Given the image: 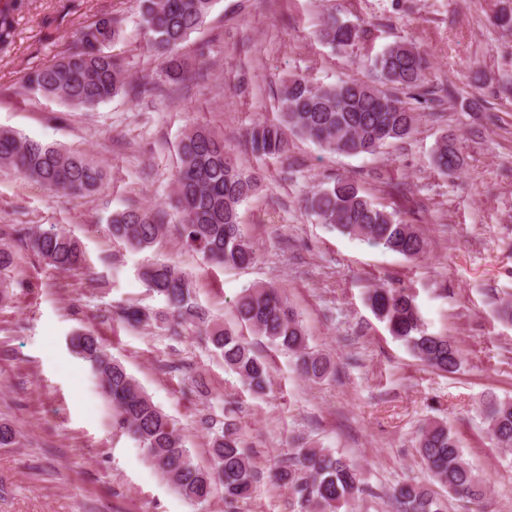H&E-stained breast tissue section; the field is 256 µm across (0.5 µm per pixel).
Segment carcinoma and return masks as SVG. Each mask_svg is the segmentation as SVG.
<instances>
[{"label": "carcinoma", "mask_w": 512, "mask_h": 512, "mask_svg": "<svg viewBox=\"0 0 512 512\" xmlns=\"http://www.w3.org/2000/svg\"><path fill=\"white\" fill-rule=\"evenodd\" d=\"M141 26L158 60L160 72L172 84L189 78V63L181 53L190 35L202 27L214 0H137ZM26 0H6L0 6V47L13 39L15 15ZM123 35L121 21L101 11L82 27L72 46L24 77L25 93L59 100L77 109L94 108L111 100L128 85L119 58L109 51ZM318 36L340 50L354 47L364 30L348 20L328 15ZM430 62L416 44L399 41L368 59L372 79H342L314 86L303 77L289 79L281 90V121L255 124L247 133L254 155L285 152L286 132L305 136L323 149L339 154L374 155L386 144L403 140L414 131V110L386 87L422 96L427 92ZM442 172L455 174L464 160L454 142L443 136L434 151ZM0 167L18 171L27 180L67 195L91 197L102 187L106 172L87 155L67 151L11 129H0ZM259 189L258 177L224 144V138L205 126H193L178 146V168L171 207L180 217V235L186 246L209 263L247 269L258 260L254 243L240 228V207ZM307 212L372 246L408 258L427 252L426 241L396 212L375 203L350 179L317 188L304 200ZM165 215L160 211L128 207L112 213V237L139 251L152 248L163 235ZM27 244L50 268L59 272L85 264L80 240L55 224L27 233ZM147 287L161 297L166 310L129 307L122 318L129 324L164 328L174 334L195 330L206 336L213 351L257 395L270 384V366L235 329L213 319L197 303L192 277L177 265L151 262L141 269ZM374 315L390 335L417 358L444 373H456L462 363L459 346L450 338L424 330L414 295L405 288H374L368 295ZM240 325L286 351L308 379L320 381L332 372L330 361L309 350L299 314L278 288L256 284L244 289L235 303ZM73 351L88 361L117 413L119 425L137 441L147 459L186 499L202 504L224 494L229 507L250 497L254 473L241 447L235 424L218 425L207 419L211 431L212 466L204 468L170 417L156 405L121 362L90 330L71 337ZM483 418L498 447L512 450V399H490ZM417 452L433 481L448 496L479 502L485 485L463 456L456 434L441 422L420 430ZM274 478L288 486L298 512H355L366 490L360 473L327 448L303 446L279 466ZM397 512H447L445 499L430 486L403 484L395 488Z\"/></svg>", "instance_id": "carcinoma-1"}]
</instances>
